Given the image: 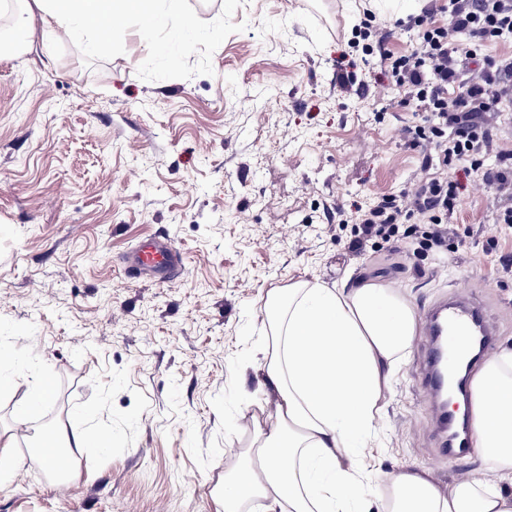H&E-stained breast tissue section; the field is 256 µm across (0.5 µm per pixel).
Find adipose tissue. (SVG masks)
<instances>
[{
	"mask_svg": "<svg viewBox=\"0 0 512 512\" xmlns=\"http://www.w3.org/2000/svg\"><path fill=\"white\" fill-rule=\"evenodd\" d=\"M46 23L98 50L93 33L116 16L157 10L177 19L182 0H33ZM259 314L267 338L250 359L266 401L244 413L252 441L224 469L218 512H512V348L472 382L474 451L482 466L441 487L413 466L389 471L362 458L392 368L417 335L415 309L377 282L331 288L299 280L270 289Z\"/></svg>",
	"mask_w": 512,
	"mask_h": 512,
	"instance_id": "1",
	"label": "adipose tissue"
}]
</instances>
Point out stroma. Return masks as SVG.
<instances>
[{"instance_id":"obj_1","label":"stroma","mask_w":512,"mask_h":512,"mask_svg":"<svg viewBox=\"0 0 512 512\" xmlns=\"http://www.w3.org/2000/svg\"><path fill=\"white\" fill-rule=\"evenodd\" d=\"M182 6L177 22H118L91 54L25 0H0V346L69 390L24 425L23 390L0 392V432L16 434L22 459L0 512H215L212 490L250 440L240 413L262 398L249 359L272 288L374 281L421 315L449 286L476 285L497 346H512V230L496 224L488 183L452 171L458 234L441 251L346 248L344 215L419 171L404 136L417 114L379 55L348 46L369 10L382 53L410 51L399 0ZM342 58L357 91L336 89ZM156 235L184 258L165 284L122 264ZM416 340L370 445L377 468L426 467L444 486L480 461L442 452ZM88 424L110 447L75 450L73 476L32 483L36 435Z\"/></svg>"}]
</instances>
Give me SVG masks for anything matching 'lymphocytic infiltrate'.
<instances>
[{
    "label": "lymphocytic infiltrate",
    "instance_id": "1",
    "mask_svg": "<svg viewBox=\"0 0 512 512\" xmlns=\"http://www.w3.org/2000/svg\"><path fill=\"white\" fill-rule=\"evenodd\" d=\"M449 2L446 24H435L427 11L404 23L415 33V46L391 61L390 74L400 105L419 114L405 137L421 158L420 168L399 193L354 207L352 252L403 239L428 251L447 246L448 219L459 197L448 172L457 167L507 196L496 221L512 225V150H494L487 128L489 115L512 112V57L490 52L512 43V0ZM470 60L480 67L464 83L460 67Z\"/></svg>",
    "mask_w": 512,
    "mask_h": 512
}]
</instances>
